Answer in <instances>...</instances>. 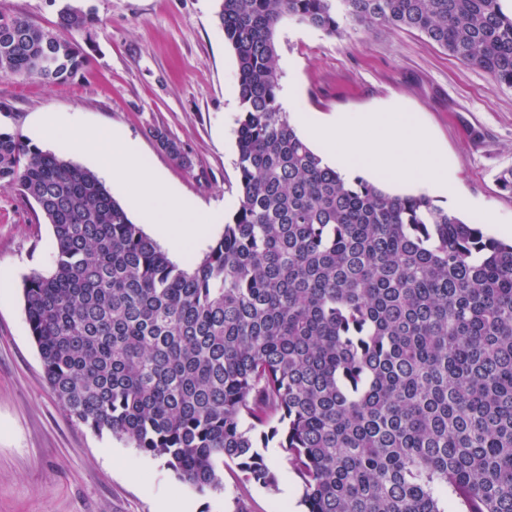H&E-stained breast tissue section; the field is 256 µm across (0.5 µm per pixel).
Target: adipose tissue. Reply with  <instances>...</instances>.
Instances as JSON below:
<instances>
[{
    "label": "adipose tissue",
    "mask_w": 512,
    "mask_h": 512,
    "mask_svg": "<svg viewBox=\"0 0 512 512\" xmlns=\"http://www.w3.org/2000/svg\"><path fill=\"white\" fill-rule=\"evenodd\" d=\"M307 137L329 152L336 168L362 167L390 184L420 182L444 192L451 184L447 156L434 151L425 129L399 108L330 119L302 118ZM39 136L49 143H65L70 152L91 154L101 174L134 199L162 244L180 254L186 245H203L219 213L199 216L163 177L149 169L137 146L120 131L86 127L54 115L45 116Z\"/></svg>",
    "instance_id": "obj_1"
}]
</instances>
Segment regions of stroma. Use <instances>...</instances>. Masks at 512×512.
I'll list each match as a JSON object with an SVG mask.
<instances>
[{
    "instance_id": "1",
    "label": "stroma",
    "mask_w": 512,
    "mask_h": 512,
    "mask_svg": "<svg viewBox=\"0 0 512 512\" xmlns=\"http://www.w3.org/2000/svg\"><path fill=\"white\" fill-rule=\"evenodd\" d=\"M101 24L71 32L90 55L65 81L0 76V127L32 140L54 112L124 133L179 194L201 207H237V61L224 38L217 0H84ZM280 99L291 116H356L400 102L428 129L453 171L437 205L488 225L512 227V197L498 176L512 169V88L463 64L415 31L349 27L329 35L288 22L274 33ZM162 127L182 145L185 168L152 135ZM53 231L34 202L0 188V512H156L177 484L163 460L69 419L46 384L23 306V280L52 266ZM279 490L241 484L224 466V488L182 485L185 512H302V488L282 449L269 447ZM290 485L291 497L281 488Z\"/></svg>"
}]
</instances>
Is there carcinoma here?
<instances>
[{
    "label": "carcinoma",
    "instance_id": "obj_1",
    "mask_svg": "<svg viewBox=\"0 0 512 512\" xmlns=\"http://www.w3.org/2000/svg\"><path fill=\"white\" fill-rule=\"evenodd\" d=\"M49 2L54 31L0 12L1 77L89 61L61 32L95 13ZM217 16L238 65L239 198L201 258L173 263L93 171L0 129V187L53 230V270L23 284L49 388L200 492L224 489L228 461L276 489L273 444L305 512H512V241L325 164L279 103L274 40L284 19L415 30L512 87V16L500 0H219Z\"/></svg>",
    "mask_w": 512,
    "mask_h": 512
}]
</instances>
